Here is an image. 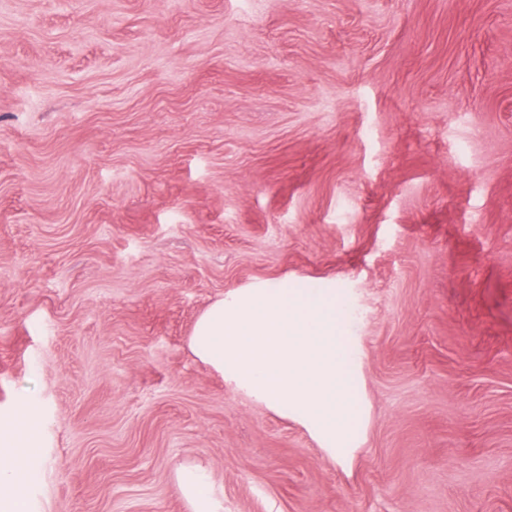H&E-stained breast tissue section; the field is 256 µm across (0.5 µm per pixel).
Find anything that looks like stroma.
<instances>
[{
  "instance_id": "1",
  "label": "stroma",
  "mask_w": 512,
  "mask_h": 512,
  "mask_svg": "<svg viewBox=\"0 0 512 512\" xmlns=\"http://www.w3.org/2000/svg\"><path fill=\"white\" fill-rule=\"evenodd\" d=\"M347 283L344 466L192 354ZM0 422L27 512H512V0H0ZM177 482L183 495L192 503L193 512H218L219 505L213 486L205 472L198 467H179Z\"/></svg>"
}]
</instances>
